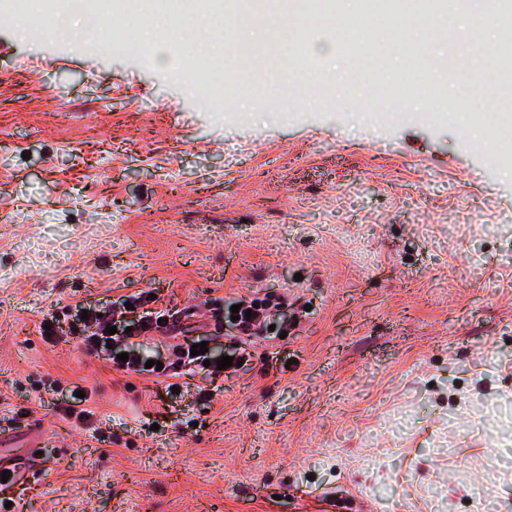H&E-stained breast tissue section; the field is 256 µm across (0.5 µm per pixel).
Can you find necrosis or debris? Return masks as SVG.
<instances>
[{
  "label": "necrosis or debris",
  "instance_id": "1",
  "mask_svg": "<svg viewBox=\"0 0 512 512\" xmlns=\"http://www.w3.org/2000/svg\"><path fill=\"white\" fill-rule=\"evenodd\" d=\"M466 4L467 0H359V13L353 16L343 9L341 0H256V16L295 18L289 39H282L276 31L259 47L226 45L201 65L185 54L184 39L192 35L197 19L220 23L237 15L240 0H0V15L30 27L33 37L55 39L60 33L56 20L71 13L83 14L96 26L97 40L92 45L96 51L130 48L147 60L156 47H166L182 58L178 69L181 78L195 84L206 100L226 109L241 96L266 102L263 76L247 64L254 56L295 74L298 83L290 87L286 103L290 109L307 96L314 97L321 106L335 104L340 95L363 96L373 107L381 109L406 95L416 94L424 100L428 118L445 119L465 128L469 136L490 149L493 157L508 160L512 158V140L499 138L498 132L512 125V110L476 113L469 109L474 98L487 93L483 77L468 69L463 60H456L450 75L461 79L462 92L451 102L417 65L427 45L426 36L415 29L417 15L423 12L439 20ZM333 18L353 29L348 39L337 43L338 51L356 64L341 87L316 67L306 53L309 39L326 31L327 20ZM472 22L476 38L494 31V39H488L491 56L500 80L512 85V0H484L482 10L473 16ZM393 51L402 59L400 74L388 73L380 67L358 66L365 55L380 58Z\"/></svg>",
  "mask_w": 512,
  "mask_h": 512
}]
</instances>
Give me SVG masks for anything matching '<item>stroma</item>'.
I'll return each instance as SVG.
<instances>
[{
  "mask_svg": "<svg viewBox=\"0 0 512 512\" xmlns=\"http://www.w3.org/2000/svg\"><path fill=\"white\" fill-rule=\"evenodd\" d=\"M62 26L0 20V427L28 409L50 442L12 512H512V163L355 102L238 120L166 49ZM152 294L213 360L236 350L214 301L287 307L246 365L171 394L113 367L160 341L38 332Z\"/></svg>",
  "mask_w": 512,
  "mask_h": 512,
  "instance_id": "obj_1",
  "label": "stroma"
}]
</instances>
